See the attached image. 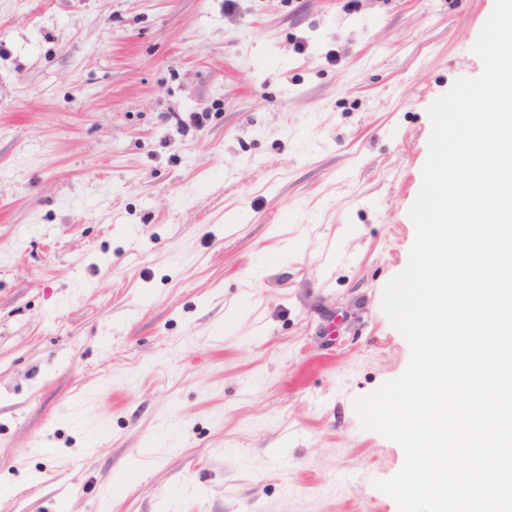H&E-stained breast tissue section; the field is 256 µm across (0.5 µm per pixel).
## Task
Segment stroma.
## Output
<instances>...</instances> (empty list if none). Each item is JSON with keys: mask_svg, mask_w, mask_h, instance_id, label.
Wrapping results in <instances>:
<instances>
[{"mask_svg": "<svg viewBox=\"0 0 512 512\" xmlns=\"http://www.w3.org/2000/svg\"><path fill=\"white\" fill-rule=\"evenodd\" d=\"M494 3L0 0V512H398L354 400Z\"/></svg>", "mask_w": 512, "mask_h": 512, "instance_id": "stroma-1", "label": "stroma"}]
</instances>
